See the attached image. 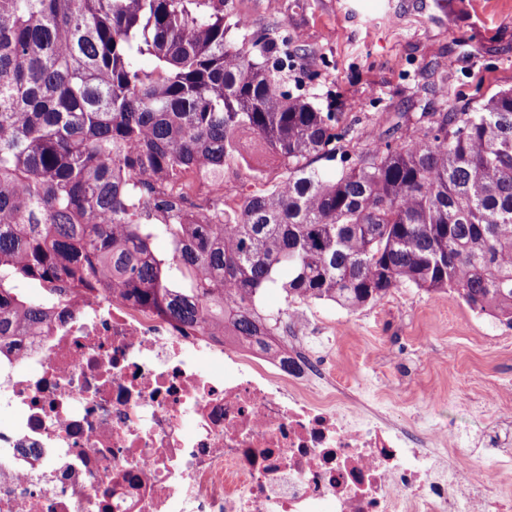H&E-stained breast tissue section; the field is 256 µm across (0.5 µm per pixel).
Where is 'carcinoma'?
I'll return each instance as SVG.
<instances>
[{
	"label": "carcinoma",
	"mask_w": 512,
	"mask_h": 512,
	"mask_svg": "<svg viewBox=\"0 0 512 512\" xmlns=\"http://www.w3.org/2000/svg\"><path fill=\"white\" fill-rule=\"evenodd\" d=\"M232 4L0 0V344L43 319L46 295L20 283L107 288L245 340L276 335L272 289L349 311L446 290L512 325V88L348 140L284 83L295 37L238 20L227 39ZM255 145L281 180L150 223L157 183L202 171L217 192Z\"/></svg>",
	"instance_id": "obj_1"
}]
</instances>
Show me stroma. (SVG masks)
Here are the masks:
<instances>
[{
  "label": "stroma",
  "mask_w": 512,
  "mask_h": 512,
  "mask_svg": "<svg viewBox=\"0 0 512 512\" xmlns=\"http://www.w3.org/2000/svg\"><path fill=\"white\" fill-rule=\"evenodd\" d=\"M255 27L299 35L304 64L288 83L336 112L350 136L384 133L397 113L471 109L512 88V0H234ZM265 311L297 315L319 337L337 383L389 414L437 418L466 441L459 468L512 493L496 451L475 447L512 422V325L448 293L400 286L356 311L286 301Z\"/></svg>",
  "instance_id": "obj_1"
}]
</instances>
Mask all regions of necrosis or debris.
Returning <instances> with one entry per match:
<instances>
[{"label":"necrosis or debris","mask_w":512,"mask_h":512,"mask_svg":"<svg viewBox=\"0 0 512 512\" xmlns=\"http://www.w3.org/2000/svg\"><path fill=\"white\" fill-rule=\"evenodd\" d=\"M273 356L119 296L0 346V512H512L447 428L348 404L296 318Z\"/></svg>","instance_id":"necrosis-or-debris-1"}]
</instances>
